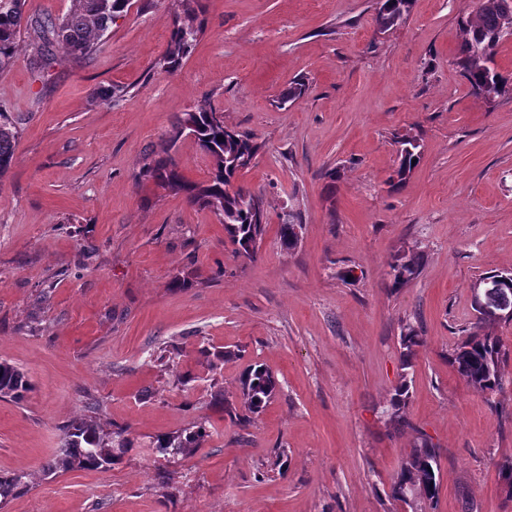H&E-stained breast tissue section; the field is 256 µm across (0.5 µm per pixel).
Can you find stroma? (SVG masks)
Here are the masks:
<instances>
[{"label": "stroma", "mask_w": 512, "mask_h": 512, "mask_svg": "<svg viewBox=\"0 0 512 512\" xmlns=\"http://www.w3.org/2000/svg\"><path fill=\"white\" fill-rule=\"evenodd\" d=\"M477 6L414 0L382 34L376 0H195L203 32L172 71L184 0H130L89 58L43 68L23 31L0 73L19 130L0 176V361L33 389L0 398V472H29L30 485L0 512H411L390 489L423 438L439 473L420 512H512L496 467L512 422L448 362L476 319L475 282L512 271V88L486 102L455 64ZM299 81L305 95L278 106ZM111 85L123 97L92 102ZM204 101L260 145L238 179L268 221L252 262L214 213L138 177L170 153L208 180L194 138L168 144L176 116ZM408 132L421 160L396 189ZM292 209L304 229L286 251ZM402 252L423 265L395 292L388 264ZM408 322L424 344L405 369ZM203 346L242 356L215 369ZM163 349L173 367L156 362ZM254 362L280 391L242 428L210 393L235 397ZM403 377L411 424L396 428ZM88 416L127 427L134 450L104 469L48 470L65 426ZM200 419L211 435L194 455L151 454L157 435ZM281 448L283 473L270 468ZM409 398V384L406 378H401L396 385L391 399L389 421L396 426H408L409 421L405 411Z\"/></svg>", "instance_id": "stroma-1"}]
</instances>
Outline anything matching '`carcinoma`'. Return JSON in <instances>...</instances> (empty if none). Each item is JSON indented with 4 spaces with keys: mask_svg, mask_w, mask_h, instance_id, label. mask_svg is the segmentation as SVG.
Instances as JSON below:
<instances>
[{
    "mask_svg": "<svg viewBox=\"0 0 512 512\" xmlns=\"http://www.w3.org/2000/svg\"><path fill=\"white\" fill-rule=\"evenodd\" d=\"M412 0H377L374 22L381 33L401 25L409 15ZM129 0H72L70 10L62 17H42L30 23L37 35L34 56L43 60L61 49L79 59L89 57L102 37L125 9ZM24 0H0V72L12 67L20 53L23 28ZM463 43L456 60L473 93L493 102L504 94L506 78L497 71L495 58L500 42L508 36L512 25V0H479L476 12L460 20ZM202 27L194 24L187 14L175 22L171 31L165 61L174 69L194 49ZM215 109L206 101L194 110L183 113L171 126L169 144L175 146L185 132H190L199 148L213 161L209 180L198 184L188 180L172 157L146 164L140 176L154 180L162 188L188 202L205 208L219 217L224 233L239 256L253 261L258 244L266 231V218L260 198L233 182L252 168L260 145L250 136L232 130L214 120ZM18 130L10 114L0 107V175L7 172L16 158ZM399 166L395 171L396 185H402L420 161L421 144L417 135H406L398 141ZM301 224L296 212L288 213V220L279 225L281 246L286 250L297 248L293 228ZM423 259L415 253L397 255L389 264L391 288H405L416 279ZM499 283L501 294L494 300V310L512 309V272L489 276ZM476 322L468 329L466 338L448 353V361L456 372L474 389L493 396L502 389L501 365L512 358L507 348L493 333L500 323L494 314L475 307ZM401 336V363L412 366L423 339L410 323L404 325ZM31 390L26 375L7 361H0V397L20 402ZM278 383L274 376L259 364H250L238 379V393L244 413L237 412L234 404L224 397V390L211 394L213 407L234 418L241 426L260 415L275 397ZM409 384L406 376L396 385L391 399L389 421L396 426L409 425L406 403ZM210 436L206 422H192L188 426L156 437L157 453L187 456L195 453ZM132 449V442L123 431L107 432L95 421L75 419L65 427L61 447L48 463L51 470L74 467L97 470L117 462ZM498 478L507 497L512 499V458L497 464ZM438 470L437 449L424 440L412 448L402 464L391 487V497L414 507L410 495L423 492L427 499L435 498L437 484L432 482ZM25 471L0 474V503L24 491L28 486Z\"/></svg>",
    "mask_w": 512,
    "mask_h": 512,
    "instance_id": "obj_1",
    "label": "carcinoma"
}]
</instances>
